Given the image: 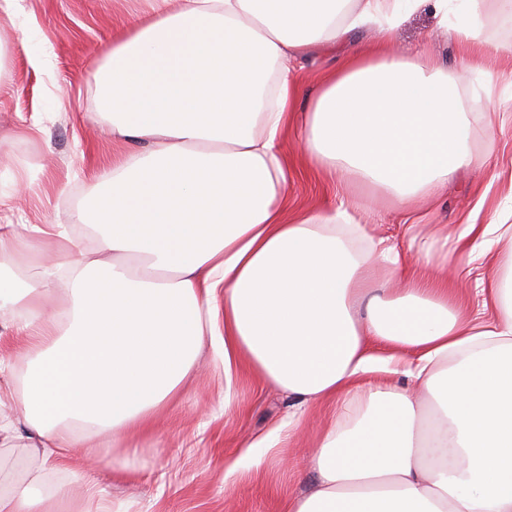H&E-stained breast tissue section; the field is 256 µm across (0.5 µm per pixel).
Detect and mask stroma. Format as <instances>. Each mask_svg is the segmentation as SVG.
I'll return each instance as SVG.
<instances>
[{
	"label": "stroma",
	"mask_w": 512,
	"mask_h": 512,
	"mask_svg": "<svg viewBox=\"0 0 512 512\" xmlns=\"http://www.w3.org/2000/svg\"><path fill=\"white\" fill-rule=\"evenodd\" d=\"M17 17L0 14V160L31 165L35 190L15 197L0 221L13 224L69 223L85 210L95 191L96 174L123 157L126 143L112 140L108 121L95 107L91 77L116 37L132 33L150 13L149 0H22ZM463 19L449 11L436 15L431 0L405 13L393 33L396 50L420 56L460 79L467 145L481 166L460 171L437 196L418 197L414 226H406L397 203L358 180L341 178L315 166L304 146L301 128H293L282 150L292 176L288 210L321 213L351 201L366 222L365 234L406 245L409 236L456 235L466 218L487 223L512 202V11L501 0H487L483 37L502 46L489 55L483 71L467 70L459 40ZM372 34L361 31L348 40L321 45L297 63L298 112L308 110L328 72L353 49L370 48ZM48 62L32 66L33 56ZM494 79L498 119L487 130L481 118L485 85ZM42 113L44 131L36 139L15 136L19 117ZM236 406L224 409V367L206 355L185 392L163 412L156 432L134 448L106 449L124 462L133 480L113 481L104 471L102 484L115 507L125 512H285L289 499L308 493L314 481L309 455L321 427L336 414L332 402L302 416L298 433L287 445L262 452L260 463L228 482L224 472L240 454L246 438L273 428L291 412V401L274 386L242 374L234 382Z\"/></svg>",
	"instance_id": "1"
}]
</instances>
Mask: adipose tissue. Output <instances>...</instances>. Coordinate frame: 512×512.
<instances>
[{
  "instance_id": "obj_1",
  "label": "adipose tissue",
  "mask_w": 512,
  "mask_h": 512,
  "mask_svg": "<svg viewBox=\"0 0 512 512\" xmlns=\"http://www.w3.org/2000/svg\"><path fill=\"white\" fill-rule=\"evenodd\" d=\"M151 2L93 75L113 139L138 148L99 173L82 236L0 224V322L26 360L18 373L0 359V407L20 414L0 419V448L26 439L39 458L0 477V512L49 499L111 512L101 443L153 433L209 336L225 376L248 370L294 401L235 470L314 405L343 402L288 512H512V272L488 280L492 321L448 282L452 252L472 263L496 247L512 268V218L422 243L412 261L383 238L359 254L347 207H285L295 61L368 27L375 50L328 73L306 115L312 159L406 212L473 164L457 82L392 49L417 0ZM386 266L397 287L379 280ZM61 291L70 305L53 309ZM383 362L407 387L362 384ZM75 461L80 481L56 480Z\"/></svg>"
}]
</instances>
